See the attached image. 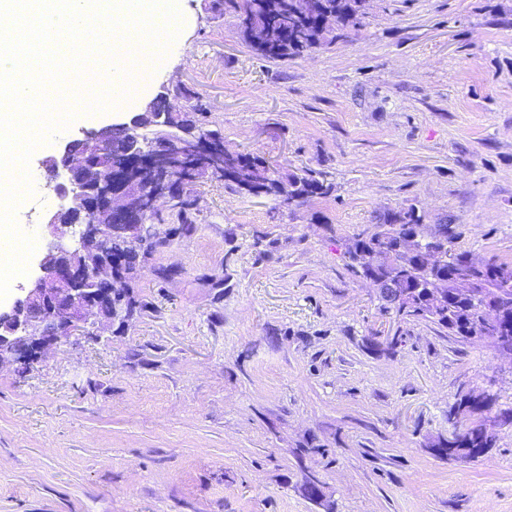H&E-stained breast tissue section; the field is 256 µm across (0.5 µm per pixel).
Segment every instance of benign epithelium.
Listing matches in <instances>:
<instances>
[{"label":"benign epithelium","instance_id":"7a95c632","mask_svg":"<svg viewBox=\"0 0 512 512\" xmlns=\"http://www.w3.org/2000/svg\"><path fill=\"white\" fill-rule=\"evenodd\" d=\"M172 121L167 111L132 113L46 160L48 187L62 201L45 223L54 241L41 254L37 274L19 286L20 295L0 303V362L28 368L61 337L89 336L112 325L120 261L92 272L83 254L112 246V222H126L127 233L142 245L155 239L159 200H183L184 184L222 165L226 155L224 143L213 144L196 129L157 148ZM175 166L183 171L180 181L171 175ZM415 238L430 256L447 258V248L436 247L422 227Z\"/></svg>","mask_w":512,"mask_h":512}]
</instances>
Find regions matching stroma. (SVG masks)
<instances>
[{"instance_id": "obj_1", "label": "stroma", "mask_w": 512, "mask_h": 512, "mask_svg": "<svg viewBox=\"0 0 512 512\" xmlns=\"http://www.w3.org/2000/svg\"><path fill=\"white\" fill-rule=\"evenodd\" d=\"M210 4L182 0L143 98L33 151L17 224L47 245L42 159L164 85L198 96L228 151L331 189L287 207L205 177L180 235L160 203L133 316L0 366V512H512V425L475 460L435 449L462 389L494 379L512 399V363L385 311L341 258L412 209L454 248L512 262V0H370L288 61L256 56Z\"/></svg>"}]
</instances>
